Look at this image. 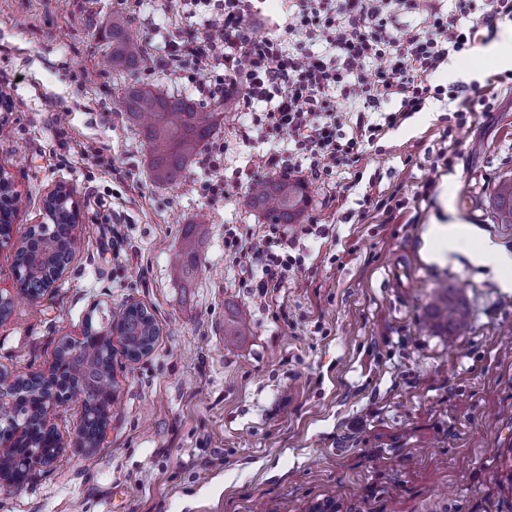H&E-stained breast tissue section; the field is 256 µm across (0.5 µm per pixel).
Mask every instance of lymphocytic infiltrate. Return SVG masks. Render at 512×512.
Here are the masks:
<instances>
[{"instance_id": "f902f5d3", "label": "lymphocytic infiltrate", "mask_w": 512, "mask_h": 512, "mask_svg": "<svg viewBox=\"0 0 512 512\" xmlns=\"http://www.w3.org/2000/svg\"><path fill=\"white\" fill-rule=\"evenodd\" d=\"M262 0H181L195 29L186 39L162 47L172 74L193 71L201 98L234 99L252 115L251 127L269 139H287L289 157L265 155L264 174H308L323 180L336 168L359 160L362 146L421 111L430 95L464 96L465 86L431 87L429 79L453 53L475 45L479 27L512 19V0H485L479 15L463 25L445 12L441 0H293L281 35H260L255 22ZM416 12L414 25L397 26L401 13ZM320 43L315 54L306 42ZM355 102L357 117L340 111L337 98ZM395 111H386L391 101ZM268 110L255 114L257 104ZM352 125L350 138L341 129ZM226 247L239 263L259 267L258 298L283 287L296 258L272 249L268 236L238 238L228 233Z\"/></svg>"}]
</instances>
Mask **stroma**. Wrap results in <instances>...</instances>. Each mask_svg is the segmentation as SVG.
Instances as JSON below:
<instances>
[{
  "label": "stroma",
  "instance_id": "obj_1",
  "mask_svg": "<svg viewBox=\"0 0 512 512\" xmlns=\"http://www.w3.org/2000/svg\"><path fill=\"white\" fill-rule=\"evenodd\" d=\"M146 48L133 71L112 68L113 14ZM136 0H0V169L20 196L0 242V289L14 290L15 250L44 223L47 192L70 189L79 248L55 288L16 297L0 322V369L44 371L78 336L91 304L134 300L160 335L140 362H118L107 438L67 449L0 512H512V268L475 264L488 239L512 254V224L490 206L512 178V81L475 48L450 56L431 86L466 83L473 111L428 99L399 127L363 146L352 168L307 181L293 233L302 265L273 296H255L250 272L224 245L270 234L243 199L246 175L269 143L244 142L238 112L211 141L217 168L191 165L168 186L150 176L149 149L117 108L132 83L183 94L158 51L185 34ZM454 153L453 165L444 156ZM226 192L211 197L209 182ZM387 209L376 208V201ZM204 218L199 270L180 274L182 238ZM461 223L462 245L432 259L429 225ZM461 287L469 328L455 340L426 325L440 286ZM251 324L224 334V314Z\"/></svg>",
  "mask_w": 512,
  "mask_h": 512
}]
</instances>
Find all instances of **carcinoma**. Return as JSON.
Here are the masks:
<instances>
[{"mask_svg":"<svg viewBox=\"0 0 512 512\" xmlns=\"http://www.w3.org/2000/svg\"><path fill=\"white\" fill-rule=\"evenodd\" d=\"M112 65L127 70L135 69L144 56V45L131 32L127 20L117 14L112 17ZM120 108L127 119L139 126V132L149 146V172L154 181L176 183L184 177L193 159L208 143L221 125L223 113L206 110L190 96L175 94L163 86L131 85L120 100ZM246 205L262 214L270 224H299L308 205L307 187L296 179L266 177L256 181L246 193ZM492 208L498 221L512 224V179L498 184L492 199ZM54 223L41 224L26 238L24 254L17 258L19 286L29 297L41 294L46 281L54 270L53 259L44 261L39 271H34L27 257L39 254L48 243H53L59 253L75 252L77 235L71 229L77 221V211L71 210V196L64 192L56 195L48 207ZM200 223L187 234L181 246L182 271L185 276L197 274L198 235ZM126 327L130 341L127 356L134 355L146 343L156 341L158 327L155 320H145L128 309L105 314L102 318L90 317V325L102 331L115 321ZM428 321L433 329L446 336H455L469 321L456 289L440 287L429 307ZM249 332L247 320L238 313L225 320L224 335L245 336ZM107 354L90 346L69 365L63 382L83 383L80 393L87 402L97 400L108 383ZM43 392L38 386L25 385L13 395V400L0 410L7 417H25L37 409Z\"/></svg>","mask_w":512,"mask_h":512,"instance_id":"carcinoma-1","label":"carcinoma"}]
</instances>
